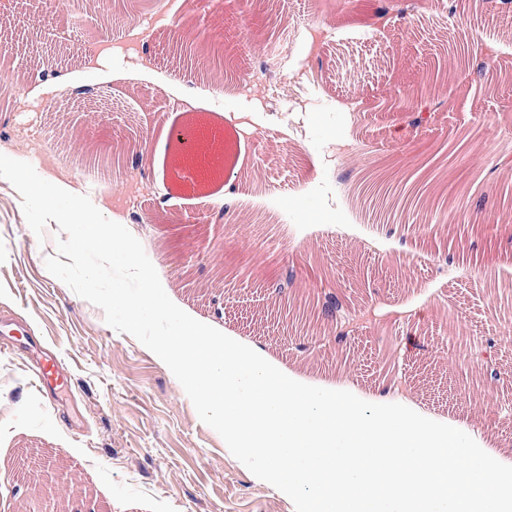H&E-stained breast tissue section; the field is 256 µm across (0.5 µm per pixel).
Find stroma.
<instances>
[{
  "label": "stroma",
  "instance_id": "obj_1",
  "mask_svg": "<svg viewBox=\"0 0 512 512\" xmlns=\"http://www.w3.org/2000/svg\"><path fill=\"white\" fill-rule=\"evenodd\" d=\"M68 2L60 13L48 2L42 10L94 42L92 61L67 41L36 42L32 0H0V82L22 91L0 107V153L28 159L24 123L56 133L51 155L33 165L79 191L72 161L87 145L106 156L117 143L126 155L131 134H146L125 183L90 199L127 222L177 306L313 382L346 375L365 396H405L498 443L511 438L512 345L498 343L485 367L469 350L512 320V221L487 223L496 199L475 196L461 210L457 197L468 182L512 181V163H499L512 160V86L484 94L476 78L450 77L420 124L388 103L410 98L455 31L472 47L496 43L487 70L512 69V0L454 15L448 0H434L429 11L391 12L381 36L370 25L373 0H175L138 41L124 32L145 22L140 0ZM284 29L301 55L291 84L242 91L262 67H279ZM177 32L220 49L236 85L191 71L173 49ZM46 74L79 106L65 121L47 98L27 94ZM347 102L361 107L351 138L366 146L354 164L330 158ZM84 109L99 121L85 124ZM192 122L224 140V160L206 178L181 165L173 137ZM372 168L410 181L443 214L409 230L365 214L348 189ZM228 183L239 195L229 206ZM60 237L53 221L36 236L21 196L0 178V313L25 320L71 379L65 391L40 388L0 342V512H29L38 495L60 499L64 512H293L200 420L152 351L48 272ZM288 269L297 295L351 296L337 349L296 351L272 291ZM485 396L487 408L474 411Z\"/></svg>",
  "mask_w": 512,
  "mask_h": 512
}]
</instances>
